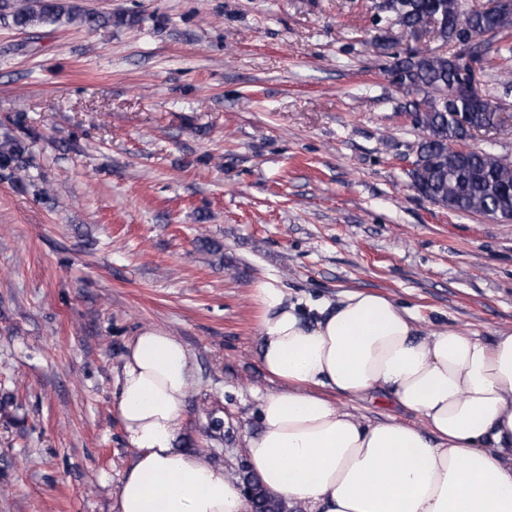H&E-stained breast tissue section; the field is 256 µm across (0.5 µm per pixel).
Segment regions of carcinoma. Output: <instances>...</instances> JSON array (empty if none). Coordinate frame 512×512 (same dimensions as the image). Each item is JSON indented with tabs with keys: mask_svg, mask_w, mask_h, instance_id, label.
I'll return each mask as SVG.
<instances>
[{
	"mask_svg": "<svg viewBox=\"0 0 512 512\" xmlns=\"http://www.w3.org/2000/svg\"><path fill=\"white\" fill-rule=\"evenodd\" d=\"M393 24L408 32L416 26L428 29L433 39L456 42V20L470 27L469 37L512 30V10L496 13L474 11L467 0H385ZM0 18L20 29H32L62 18L77 20L89 28L112 24V14L86 11L72 0H0ZM397 83L422 98L409 103L418 112L415 125L428 132L415 149L413 179L433 203L449 210L490 216L502 206L512 207V159L492 156L467 144L468 131L458 120L465 117L474 127L494 123L497 110L485 96L479 101L461 98L456 89L468 79L454 55L415 51L393 66ZM29 166L28 147L7 137L0 143V171L16 182ZM254 503L260 512H285L281 499L268 495L259 480L251 478Z\"/></svg>",
	"mask_w": 512,
	"mask_h": 512,
	"instance_id": "1",
	"label": "carcinoma"
}]
</instances>
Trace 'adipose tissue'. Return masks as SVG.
<instances>
[{
  "mask_svg": "<svg viewBox=\"0 0 512 512\" xmlns=\"http://www.w3.org/2000/svg\"><path fill=\"white\" fill-rule=\"evenodd\" d=\"M255 298L272 387L245 448L270 494L304 512H512V332L423 336L407 309L365 291L301 304L271 279ZM194 384L180 339L134 336L112 395L135 450L114 512H250L223 466L176 445ZM373 393L412 422L369 424L335 402Z\"/></svg>",
  "mask_w": 512,
  "mask_h": 512,
  "instance_id": "obj_1",
  "label": "adipose tissue"
}]
</instances>
